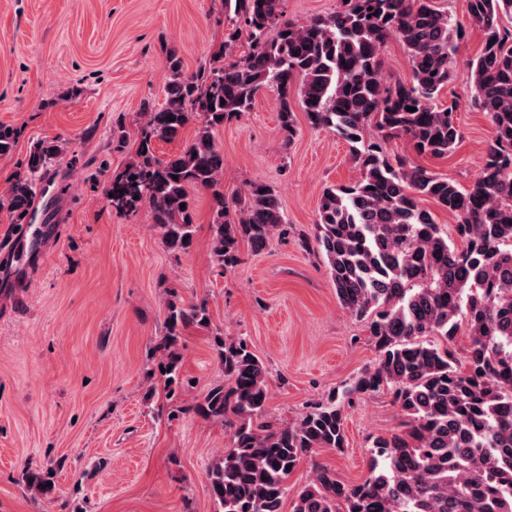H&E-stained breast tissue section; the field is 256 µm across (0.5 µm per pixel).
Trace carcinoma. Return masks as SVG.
I'll return each mask as SVG.
<instances>
[{"instance_id":"carcinoma-1","label":"carcinoma","mask_w":512,"mask_h":512,"mask_svg":"<svg viewBox=\"0 0 512 512\" xmlns=\"http://www.w3.org/2000/svg\"><path fill=\"white\" fill-rule=\"evenodd\" d=\"M231 33L210 62L186 75L177 52L166 53L163 106L143 108L135 156L105 193L115 213L149 208L163 247L188 250L195 233V197L213 200L211 259L226 272L240 262V244L265 247L288 223L272 187L250 183L224 197V155L213 133L250 111L258 92H276L279 128L290 143L296 109L310 125L335 131L351 146L360 176L326 187L314 239L300 233L302 251L320 259L341 305L367 323L376 366L298 422L266 413V368L247 340L215 339L223 380L192 411L233 427L232 446L208 470L216 512H284L288 481L315 448L346 443L343 411L357 394L383 391L402 417L401 430L379 436L369 475L349 486L336 470L314 466L293 495L291 512H512V0H467L483 35L469 62L472 102L487 114L491 143L470 188L388 153L405 137L424 156L445 157L461 141L458 103L439 102L453 77L465 28L438 0H339L336 11L296 24L283 0H222ZM406 49L411 77L389 84L382 51L390 38ZM247 50L224 62L239 42ZM415 111L409 112L407 108ZM192 120L195 138L173 156L156 155ZM373 127L378 135L366 137ZM17 130L0 124V156L13 153ZM129 142L112 122V151ZM60 147L41 141L0 197L17 228L29 223L36 176ZM431 199L455 219L457 238L424 207ZM185 208H180V205ZM158 368L167 396L186 388L178 345L191 328H207L204 302L186 303L176 289L163 304ZM466 339L458 357V335ZM55 469H23L20 482L49 497Z\"/></svg>"}]
</instances>
